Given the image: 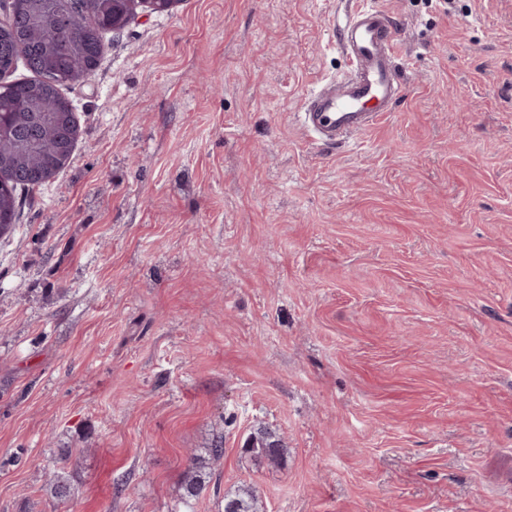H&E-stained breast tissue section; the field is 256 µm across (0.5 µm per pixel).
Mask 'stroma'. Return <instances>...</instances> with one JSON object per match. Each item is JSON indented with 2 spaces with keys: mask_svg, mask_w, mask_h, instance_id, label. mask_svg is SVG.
<instances>
[{
  "mask_svg": "<svg viewBox=\"0 0 512 512\" xmlns=\"http://www.w3.org/2000/svg\"><path fill=\"white\" fill-rule=\"evenodd\" d=\"M365 4L407 95L326 147L298 114ZM105 42L0 236V512H512V0H179ZM287 445L282 439L269 432L260 431L251 436L244 448L254 460L281 461L287 453ZM224 512H264L262 503L250 486H242L235 493L225 495Z\"/></svg>",
  "mask_w": 512,
  "mask_h": 512,
  "instance_id": "obj_1",
  "label": "stroma"
}]
</instances>
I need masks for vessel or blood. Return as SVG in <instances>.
Instances as JSON below:
<instances>
[{
    "mask_svg": "<svg viewBox=\"0 0 512 512\" xmlns=\"http://www.w3.org/2000/svg\"><path fill=\"white\" fill-rule=\"evenodd\" d=\"M397 36L395 20L375 7L350 13L341 23L339 45L351 71L314 90L299 115L315 142L343 144L394 110L404 94L396 77Z\"/></svg>",
    "mask_w": 512,
    "mask_h": 512,
    "instance_id": "vessel-or-blood-1",
    "label": "vessel or blood"
}]
</instances>
